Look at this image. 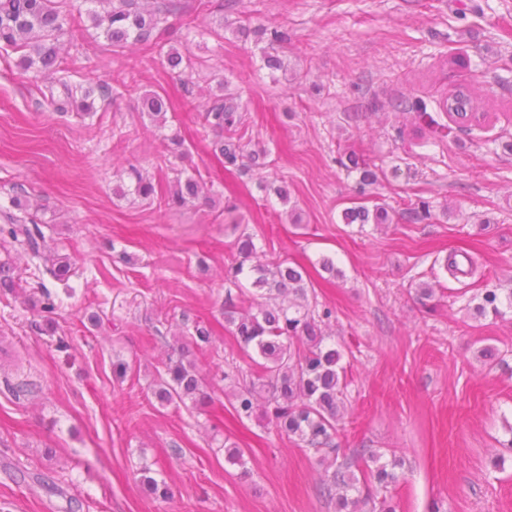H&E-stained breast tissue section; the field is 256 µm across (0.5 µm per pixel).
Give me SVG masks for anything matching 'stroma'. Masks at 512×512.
Returning a JSON list of instances; mask_svg holds the SVG:
<instances>
[{"instance_id":"stroma-1","label":"stroma","mask_w":512,"mask_h":512,"mask_svg":"<svg viewBox=\"0 0 512 512\" xmlns=\"http://www.w3.org/2000/svg\"><path fill=\"white\" fill-rule=\"evenodd\" d=\"M66 3L73 81L113 88L94 92L93 118L54 112L40 93L49 77L0 58V210L27 192L45 255L71 262L63 285L0 250L54 299L46 312L0 293V512H335L320 492L325 464L231 406L224 367L249 359L224 299L252 302L248 282L224 279L239 224L261 262L300 267L332 310L326 341L347 368L338 443L351 460L363 449L403 458L396 512H512V372L479 357L492 345L512 364V312L473 314L486 290L512 288V0H179L162 46L119 52L83 0ZM260 25L287 42L269 48ZM163 46L193 69L170 71ZM272 50L281 69L265 64ZM459 87L479 118L439 135L440 105ZM221 90L238 98L242 142L264 151L263 168H227L213 153L198 113ZM150 91L169 102L165 128L141 115ZM172 134L187 158L164 151ZM353 156L378 183L359 187ZM131 164L163 184L200 177L203 198L171 209L118 195ZM377 204L399 220L345 223V209ZM424 204L427 219H404ZM454 251L471 274L446 270ZM197 324L209 343L190 341ZM171 356L196 365L211 403L158 400ZM228 442L245 449L249 477L226 461ZM146 472L164 492L142 483Z\"/></svg>"}]
</instances>
